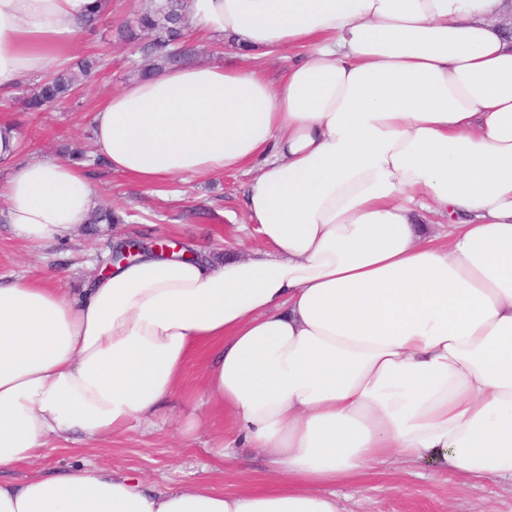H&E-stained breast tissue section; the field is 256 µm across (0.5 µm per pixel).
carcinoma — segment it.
I'll use <instances>...</instances> for the list:
<instances>
[{
	"mask_svg": "<svg viewBox=\"0 0 512 512\" xmlns=\"http://www.w3.org/2000/svg\"><path fill=\"white\" fill-rule=\"evenodd\" d=\"M188 18L187 0H163L142 12L137 18V27L124 30L123 40H137L136 30L145 32L148 40L142 45V53L166 65L180 63L190 52L185 40L184 24ZM99 61L83 59L78 73L58 75L50 80L33 85L25 100V108L31 112H45L48 107L73 94L80 82H88L98 74ZM124 218L110 208L95 211L90 218L92 224H121Z\"/></svg>",
	"mask_w": 512,
	"mask_h": 512,
	"instance_id": "1",
	"label": "carcinoma"
}]
</instances>
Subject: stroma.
<instances>
[{
	"label": "stroma",
	"mask_w": 512,
	"mask_h": 512,
	"mask_svg": "<svg viewBox=\"0 0 512 512\" xmlns=\"http://www.w3.org/2000/svg\"><path fill=\"white\" fill-rule=\"evenodd\" d=\"M148 0H112V10L103 14L94 29L84 30L71 52L72 60L97 53L105 67L87 83L78 99L46 114L24 111L22 100L32 80H25L0 99V118L15 126L20 142V160L33 157L62 158L64 149L85 152L95 204L126 212L122 224H85L71 240L33 249L18 240L11 225L0 223V276L40 277L56 271L66 288L79 287L100 272L117 241L131 238L143 245L159 237L185 244L197 243L211 253L231 251L243 256L260 249L254 232L245 230L243 205L249 171H229L222 176L175 180L147 191L126 176L96 165L92 115L112 93L139 78L152 59L132 53L121 41L118 29L133 23ZM201 425L186 431L189 417ZM153 429L131 423L122 431L95 439L73 434L51 439L31 460L16 470L0 474V480L19 483L36 474H51L68 467L89 464L129 476L148 486L183 487L208 480L214 490L231 493L246 485L271 484L274 476L266 459L241 449V472L224 471L212 446L215 429L223 417L209 415L207 408L192 409L175 400L165 406ZM343 512H512V478L462 482L433 477L429 465L410 467L393 461L368 476L335 487Z\"/></svg>",
	"instance_id": "35a3bbf8"
}]
</instances>
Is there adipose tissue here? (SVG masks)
<instances>
[{
	"label": "adipose tissue",
	"instance_id": "adipose-tissue-1",
	"mask_svg": "<svg viewBox=\"0 0 512 512\" xmlns=\"http://www.w3.org/2000/svg\"><path fill=\"white\" fill-rule=\"evenodd\" d=\"M108 0H0V96L68 63ZM197 33L299 60L278 78L186 63L92 117L97 152L145 188L258 167L249 257L145 253L82 287L0 283V472L50 436H107L199 392L283 481L147 490L97 469L0 482V512H339L324 485L390 458L512 476V0H188ZM16 237L86 224V173L17 162ZM447 217L441 229L422 215Z\"/></svg>",
	"mask_w": 512,
	"mask_h": 512
}]
</instances>
